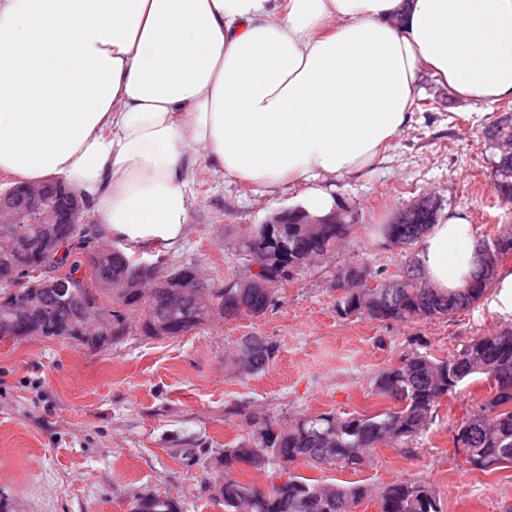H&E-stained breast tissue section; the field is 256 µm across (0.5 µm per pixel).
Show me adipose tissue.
<instances>
[{"label":"adipose tissue","mask_w":512,"mask_h":512,"mask_svg":"<svg viewBox=\"0 0 512 512\" xmlns=\"http://www.w3.org/2000/svg\"><path fill=\"white\" fill-rule=\"evenodd\" d=\"M469 102L512 96V0H0V172L65 181L114 235L177 244L193 171L301 184L374 164L422 72ZM480 244L461 215L417 253L463 288Z\"/></svg>","instance_id":"ef3b65f1"}]
</instances>
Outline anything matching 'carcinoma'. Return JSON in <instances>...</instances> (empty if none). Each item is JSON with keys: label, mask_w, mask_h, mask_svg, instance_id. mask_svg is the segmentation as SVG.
Wrapping results in <instances>:
<instances>
[{"label": "carcinoma", "mask_w": 512, "mask_h": 512, "mask_svg": "<svg viewBox=\"0 0 512 512\" xmlns=\"http://www.w3.org/2000/svg\"><path fill=\"white\" fill-rule=\"evenodd\" d=\"M486 140L512 141V124L501 119L485 127ZM492 186L502 203H512V161H494ZM419 200L407 224H384L381 232L389 245L409 249L420 242L428 228L421 225ZM359 218L353 214L344 224H288L282 237L288 240V255L283 266L270 272L267 286L258 288L249 278L231 279L212 286L200 279L194 266H167L156 259L152 274L139 267L136 250L114 245L98 250L95 224H58V243L48 247L39 240L36 224H0V240L11 242L9 251L0 245V323L8 321L17 336L35 332L37 336L70 342L96 350L115 344L128 335L131 324L141 334L155 338L157 324H165L169 336H182L206 323L214 314L225 318L238 315L259 316L274 305L277 288L292 272L321 257L355 233ZM271 227L255 224L234 245L241 259L253 262L270 249ZM512 255V232L482 240ZM66 267L74 275L80 271L99 285L98 302L117 305L111 310L112 328L99 336L81 335V315L91 297V289L80 282L62 294L44 287L45 278ZM350 268L337 276L340 291L336 307L344 314L355 313L369 320L411 322L449 317L478 304L492 288L493 277L480 272L469 287L441 293L427 288L418 260H408L399 272L381 280V287H345ZM187 280L193 288L179 306L169 302L171 288ZM120 297L112 298L110 293ZM26 307L29 316L11 322V311ZM277 346L264 336H244L235 347L231 363L242 374L265 371ZM485 381L487 397L466 413L452 428L453 446L465 443L472 469L489 472L512 466V328H502L462 344L445 358L417 351L404 354L397 363L376 375L373 395L390 400L388 408L371 414H305L279 420L267 414H249L246 421L254 439H245L224 449V483L219 495L225 512H356L367 498L377 501L379 512H440L433 492L420 481L404 480L371 489L364 484H324L298 477L288 465L304 460L322 466L358 470L368 449L379 445L404 448L427 433L441 400L457 393L461 385ZM278 462L282 483L260 490L233 477L240 468H261ZM132 512H180L175 501L151 493L139 495Z\"/></svg>", "instance_id": "1"}]
</instances>
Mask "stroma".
Wrapping results in <instances>:
<instances>
[{
  "mask_svg": "<svg viewBox=\"0 0 512 512\" xmlns=\"http://www.w3.org/2000/svg\"><path fill=\"white\" fill-rule=\"evenodd\" d=\"M500 102L475 105L422 73L404 132L363 172L327 179L337 207L361 225L335 251L293 272L260 317L213 316L175 338L150 339L132 328L120 343L90 351L30 336H0V494L13 512H131L144 492L173 499L180 512H224L215 488L217 459L249 437L245 416L370 414L388 400L370 382L415 350L445 357L472 337L505 327L486 304L452 318L409 323L345 315L336 308V274L366 262L387 278L405 260L378 227L426 194L467 215L476 238L512 229V204L491 186L493 149L482 130ZM303 188L275 191L199 163L184 240L166 247L169 264L196 265L220 284L246 274L233 245L252 225L295 208ZM264 336L278 347L261 373L240 375L226 360L237 341ZM473 383L443 399L429 431L410 449H371L359 470L298 462L294 475L376 488L420 480L442 512H512V467L468 469L451 428L488 393Z\"/></svg>",
  "mask_w": 512,
  "mask_h": 512,
  "instance_id": "stroma-1",
  "label": "stroma"
}]
</instances>
